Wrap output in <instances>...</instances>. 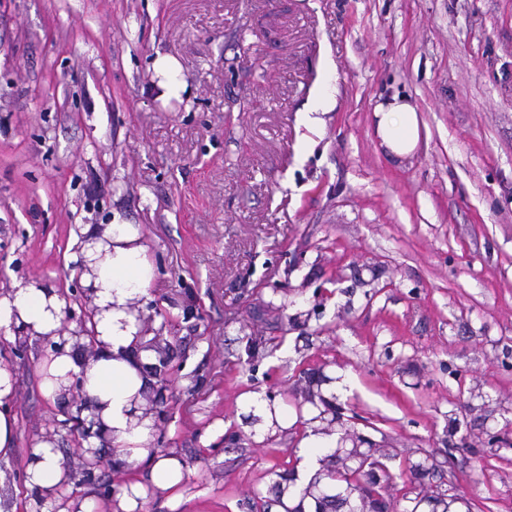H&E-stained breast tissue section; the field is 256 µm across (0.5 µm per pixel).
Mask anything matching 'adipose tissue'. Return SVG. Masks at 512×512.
Listing matches in <instances>:
<instances>
[{
  "label": "adipose tissue",
  "instance_id": "ef3b65f1",
  "mask_svg": "<svg viewBox=\"0 0 512 512\" xmlns=\"http://www.w3.org/2000/svg\"><path fill=\"white\" fill-rule=\"evenodd\" d=\"M376 133L382 145L395 157L413 154L420 140L415 106L395 95L374 109ZM89 240L84 247L94 273V303L98 339L96 355L79 358L72 350L47 355L37 366L38 387L49 397L63 396L73 377L84 380V392L96 404V412L107 440L121 450L128 465H147L145 479L124 485L118 497L119 512H141L150 488L167 492L170 500L180 497L184 465L173 455L152 448L149 441L154 419L145 412L144 396L153 383L147 371V355H136L134 342L139 325L129 308L152 279L140 232L131 224H110L104 229L85 228ZM64 302L41 283L28 280L0 293V328L16 326L30 339H38L60 328ZM17 396L16 374L9 361L0 358V456H8L15 443L17 417L13 404ZM69 474L52 443L35 441L25 468V485L40 495L62 494Z\"/></svg>",
  "mask_w": 512,
  "mask_h": 512
}]
</instances>
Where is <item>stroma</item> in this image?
Here are the masks:
<instances>
[{
	"label": "stroma",
	"mask_w": 512,
	"mask_h": 512,
	"mask_svg": "<svg viewBox=\"0 0 512 512\" xmlns=\"http://www.w3.org/2000/svg\"><path fill=\"white\" fill-rule=\"evenodd\" d=\"M393 94L420 120L405 160L375 133ZM89 224L138 227L135 306L172 357L152 445L184 463L182 497L143 512H280L312 418L364 438L387 512L434 491L512 512V0H0V291L74 288ZM47 351L0 346V512L43 507L27 453L72 403L38 389ZM322 376L333 423L304 400ZM56 447L66 498L109 512L72 437ZM17 396L16 374L9 361L0 358V456H8L15 443L17 417L13 404Z\"/></svg>",
	"instance_id": "obj_1"
}]
</instances>
